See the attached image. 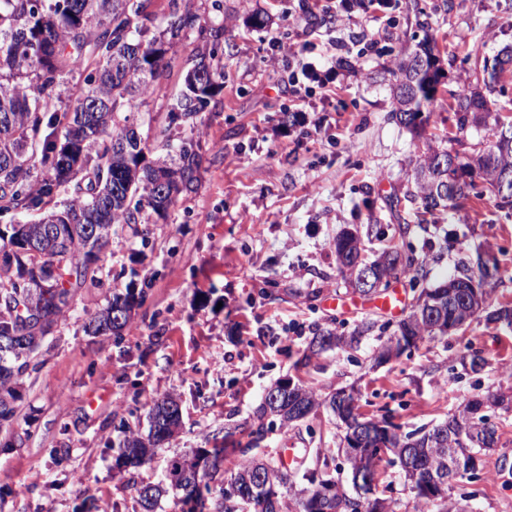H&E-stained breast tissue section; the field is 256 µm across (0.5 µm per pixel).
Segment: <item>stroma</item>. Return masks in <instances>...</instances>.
I'll return each mask as SVG.
<instances>
[{"label": "stroma", "mask_w": 512, "mask_h": 512, "mask_svg": "<svg viewBox=\"0 0 512 512\" xmlns=\"http://www.w3.org/2000/svg\"><path fill=\"white\" fill-rule=\"evenodd\" d=\"M223 3L210 18L224 27V89L195 132L207 157L202 186L148 224L147 237L115 225L100 286L81 289L31 355L16 419L0 426V512H143L139 487L160 481L170 459L249 421L265 389L287 378L323 397L353 389L367 417L392 414L407 431L432 427L466 399L512 390V327L488 318L512 307V278L485 282L486 308L463 329L379 365L381 341L400 318L354 292L334 249L344 229L370 237L376 254L398 245L413 264L391 285L407 304L473 267L477 253L512 268V210L483 186L430 222L406 199L423 152L454 146L450 91L468 87L491 112L512 115V79L489 88L474 72L475 57L512 47V0H392L352 18L336 0H314L309 15L299 0ZM258 11L266 28L245 23ZM362 35L376 39L374 52L357 75L337 74V45ZM428 35L445 48L443 78L418 139L391 117V72ZM293 50L319 76L301 101L288 93ZM172 65L164 91L142 96L140 116H165L192 65L188 42L177 44ZM128 287L144 298L120 335L88 333L90 315ZM367 321L376 328L357 346L298 367L318 331L350 336ZM468 346L485 360L479 372L459 363ZM165 395L180 405L179 428L149 463L119 464L117 439L126 429L147 433ZM490 418L496 448L478 461V478L455 477L448 494L471 493L470 512H512V410ZM340 435L321 407L302 423L272 425L259 452L274 460L282 448H303L310 469L316 453H335Z\"/></svg>", "instance_id": "1"}]
</instances>
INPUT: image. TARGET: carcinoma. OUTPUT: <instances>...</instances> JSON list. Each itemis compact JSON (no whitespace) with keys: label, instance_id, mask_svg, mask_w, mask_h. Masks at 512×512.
I'll return each mask as SVG.
<instances>
[{"label":"carcinoma","instance_id":"1","mask_svg":"<svg viewBox=\"0 0 512 512\" xmlns=\"http://www.w3.org/2000/svg\"><path fill=\"white\" fill-rule=\"evenodd\" d=\"M152 0H0V216L23 217L42 212L34 223L12 225V233L0 232V336L25 329L24 314L35 313L54 324L67 313L79 288L96 284L94 273L104 261L109 231L115 224H147L152 216L165 219L171 207L198 190L205 171V153L194 137L204 112L224 88V55L220 53L224 26L208 22L206 12L192 0H167L162 17L164 27L151 32L157 13ZM195 37L194 65L183 76L182 89L170 105L164 121L153 118L152 135L144 138L134 122L139 97L147 90L160 91L171 76L169 54L174 44ZM436 45L424 41L403 55L392 75L395 78L396 106L392 118L422 135L431 117L439 85ZM487 83L494 84L512 73V53H500L483 61ZM83 85L68 95L62 91L69 80ZM459 132L482 121L489 113L488 103L466 90L450 92ZM179 127L185 136L168 150L170 130ZM494 144L476 155L431 148L414 168V191L410 200L421 201L423 213L431 216L457 205L480 179L488 186L502 174L512 175V123L492 134ZM154 147L166 151L154 160L147 154ZM159 178L183 184L174 199L162 197L149 188ZM96 224L102 236L93 240L86 226ZM361 238L345 232L336 238V264L349 276L356 275L357 259L394 269L398 251L387 248L376 258L360 256L366 248ZM499 271L498 262L487 265L477 256L478 275H454L424 293L430 308L417 304L399 322L397 335L410 336L420 343L434 336H445L451 326L464 321V311L472 308L474 297L486 301L482 291L472 287L489 270ZM141 302L132 288L115 293L108 304L92 315L85 328L111 331L112 311L127 314ZM334 336L329 348L342 349L358 337L333 335L322 330L313 337L311 356L326 350L322 336ZM32 353L22 347L0 349V426L15 418L16 384L26 370ZM274 402H261L255 412L256 428L235 426L224 431V441L196 452L190 458L173 459L165 479L158 485L137 489L143 512H154L159 498L173 490L183 494L188 512H282L279 488L288 482V472L277 464L247 456L262 436L264 421L272 418L282 426L294 425L296 405L311 409L328 406L343 424L353 411L360 410L354 392L340 389L329 399L320 400L310 387L301 384L280 390ZM508 408L505 395L489 393L483 399L466 402L444 422L429 430L409 433L390 420L373 419V436L359 452L344 448L351 482L358 473L367 474L369 483L378 478L383 458L400 467L405 482L414 493L417 506L439 503V512H459L448 504V488L432 484L433 476L446 475L452 466L463 473L476 471L477 456L491 449L497 430L490 416L481 413L472 421L469 414L481 408ZM180 423L171 417L161 428L150 424L148 436L134 433L119 444V457L137 467L169 439ZM247 436V442L235 436ZM245 456L236 471L227 473L224 460L230 453ZM263 479L254 481L256 470ZM226 475L218 498L202 494L204 480ZM309 487L295 499L294 512H389L387 499L367 488L351 497L330 478L306 474Z\"/></svg>","mask_w":512,"mask_h":512}]
</instances>
